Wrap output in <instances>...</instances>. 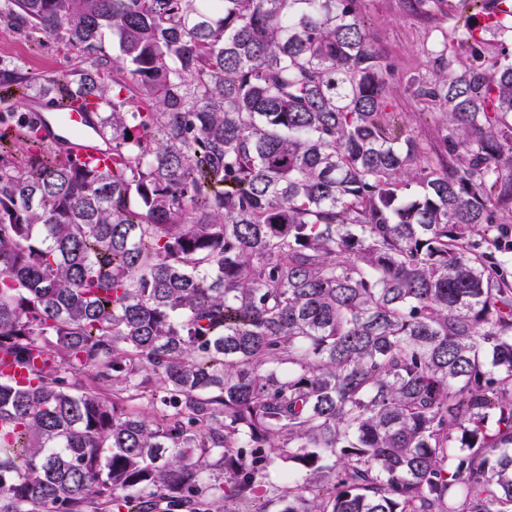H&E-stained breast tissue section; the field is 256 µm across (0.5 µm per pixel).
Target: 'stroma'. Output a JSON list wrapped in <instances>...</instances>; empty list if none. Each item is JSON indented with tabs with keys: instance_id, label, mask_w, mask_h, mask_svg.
Segmentation results:
<instances>
[{
	"instance_id": "35a3bbf8",
	"label": "stroma",
	"mask_w": 512,
	"mask_h": 512,
	"mask_svg": "<svg viewBox=\"0 0 512 512\" xmlns=\"http://www.w3.org/2000/svg\"><path fill=\"white\" fill-rule=\"evenodd\" d=\"M360 19L370 42L393 67L390 95L395 111L401 112L408 130L425 145L435 144L438 117L430 113L428 104L412 95L408 81L431 77L434 59L442 53L449 32L477 26L478 7L465 8L460 0H442L425 11L415 0H362ZM82 62L80 54L64 52L52 43L33 47L11 22L0 18V65L14 64L43 79L48 93H55L56 79Z\"/></svg>"
}]
</instances>
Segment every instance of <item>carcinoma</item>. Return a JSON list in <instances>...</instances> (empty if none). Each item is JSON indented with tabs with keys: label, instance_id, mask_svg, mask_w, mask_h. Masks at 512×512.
<instances>
[{
	"label": "carcinoma",
	"instance_id": "cac0c4a2",
	"mask_svg": "<svg viewBox=\"0 0 512 512\" xmlns=\"http://www.w3.org/2000/svg\"><path fill=\"white\" fill-rule=\"evenodd\" d=\"M361 2L8 0L112 166L0 162V512H512V52L431 151Z\"/></svg>",
	"mask_w": 512,
	"mask_h": 512
}]
</instances>
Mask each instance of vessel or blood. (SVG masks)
I'll return each instance as SVG.
<instances>
[{
	"mask_svg": "<svg viewBox=\"0 0 512 512\" xmlns=\"http://www.w3.org/2000/svg\"><path fill=\"white\" fill-rule=\"evenodd\" d=\"M39 121L45 144L60 153L101 167L110 162L112 151L97 135L95 111L55 106L40 113Z\"/></svg>",
	"mask_w": 512,
	"mask_h": 512,
	"instance_id": "vessel-or-blood-1",
	"label": "vessel or blood"
}]
</instances>
